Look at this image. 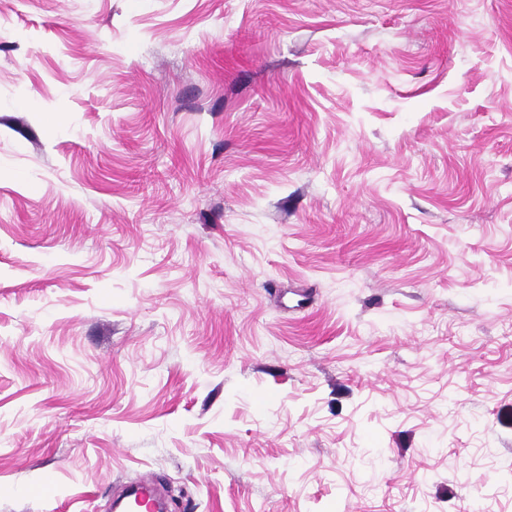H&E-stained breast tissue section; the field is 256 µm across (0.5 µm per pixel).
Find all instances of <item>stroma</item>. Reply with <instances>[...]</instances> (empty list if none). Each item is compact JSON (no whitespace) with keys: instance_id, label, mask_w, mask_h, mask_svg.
<instances>
[{"instance_id":"obj_1","label":"stroma","mask_w":512,"mask_h":512,"mask_svg":"<svg viewBox=\"0 0 512 512\" xmlns=\"http://www.w3.org/2000/svg\"><path fill=\"white\" fill-rule=\"evenodd\" d=\"M512 512V0H0V512Z\"/></svg>"}]
</instances>
